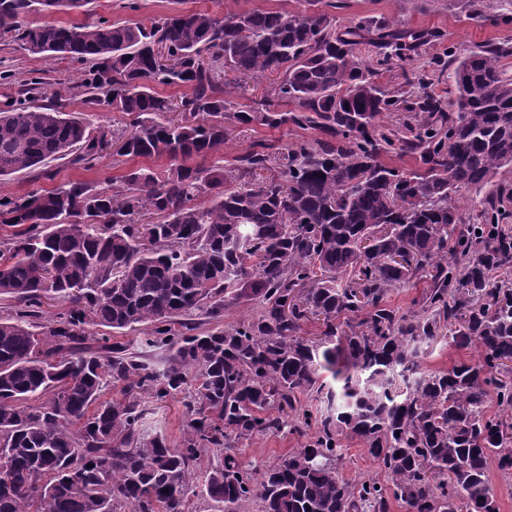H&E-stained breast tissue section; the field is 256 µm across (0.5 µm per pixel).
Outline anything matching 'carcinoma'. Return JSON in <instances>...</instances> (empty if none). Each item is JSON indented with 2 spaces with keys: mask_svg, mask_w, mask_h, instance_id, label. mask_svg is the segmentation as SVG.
Returning <instances> with one entry per match:
<instances>
[{
  "mask_svg": "<svg viewBox=\"0 0 512 512\" xmlns=\"http://www.w3.org/2000/svg\"><path fill=\"white\" fill-rule=\"evenodd\" d=\"M87 4L0 0L1 43L83 70L74 85L46 93L33 76L7 96L0 180L66 157L91 168L117 143L120 156L173 163L131 169L110 188L75 180L0 196V227L12 229L0 239V296L16 302L0 316V512H185L209 448L197 495L216 512L245 502L257 512H390L393 501L407 512H499L488 471L512 475V280L496 273L512 268V191L481 202L471 224L455 198L512 165L502 65L512 47L454 61L444 98L427 91L426 74L392 89L377 82L393 59L440 40L395 21L364 17L338 31L306 9L25 22ZM274 69L279 79L253 104L228 99L226 72ZM160 85L191 92L174 100ZM77 95L88 112L124 113L129 128L70 116ZM400 110L415 124L384 130L382 114ZM254 122L321 137L286 146L275 167L265 143L232 168L203 164L227 126ZM390 150L417 166L385 164ZM422 278L416 309L389 306L394 289ZM48 293L70 306L42 322ZM244 302L252 316L224 325V310ZM312 317L325 327L317 342L299 336ZM92 325L142 327L139 345L163 351V365ZM441 334L475 353L426 367ZM116 383L124 399L105 398ZM180 394L179 440L148 432L140 398ZM301 394L323 404L318 415ZM313 425L314 437L260 473L232 451ZM348 436L386 484L344 476Z\"/></svg>",
  "mask_w": 512,
  "mask_h": 512,
  "instance_id": "carcinoma-1",
  "label": "carcinoma"
}]
</instances>
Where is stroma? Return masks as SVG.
<instances>
[{
  "label": "stroma",
  "mask_w": 512,
  "mask_h": 512,
  "mask_svg": "<svg viewBox=\"0 0 512 512\" xmlns=\"http://www.w3.org/2000/svg\"><path fill=\"white\" fill-rule=\"evenodd\" d=\"M497 22H485L473 18L467 0H347L344 10H328L324 0H316V11H331L337 25H347L354 16L383 20L399 18L412 29H435L441 32L440 44L427 49L426 53L404 61H393L382 70L378 77L381 84L395 86L403 83L405 75L424 73L432 68L438 58L451 54H462L480 49L488 44L512 46V0H486ZM303 0H92L89 9L93 17H103L112 22L150 23L153 19L173 11L206 9L217 15L240 10L290 11L304 9ZM40 73L48 83L62 79L77 81L80 73L77 66L66 60L35 58L17 45L0 43V74L17 79L29 78L31 72ZM318 133L312 129H299L292 125L278 128L258 124L240 125L229 132L224 148L214 160L231 167L237 158L253 144L266 143L273 151H280L299 139H314ZM141 159H131L115 153L107 155L93 169L87 170L69 160H55L49 163L47 176L21 173L9 177L0 184V192L8 195H22L35 189H51L64 182L80 180L97 187L110 185L112 180L124 175L129 169L144 164ZM149 167L164 170L167 159H152ZM298 435L282 431L269 433L238 443L235 452L244 461L263 467L274 464L288 451L299 447Z\"/></svg>",
  "instance_id": "stroma-1"
}]
</instances>
